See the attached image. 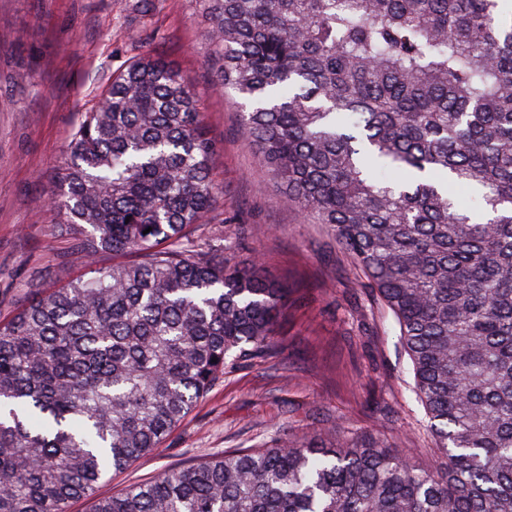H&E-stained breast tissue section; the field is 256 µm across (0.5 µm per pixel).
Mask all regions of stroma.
Wrapping results in <instances>:
<instances>
[{
    "label": "stroma",
    "mask_w": 512,
    "mask_h": 512,
    "mask_svg": "<svg viewBox=\"0 0 512 512\" xmlns=\"http://www.w3.org/2000/svg\"><path fill=\"white\" fill-rule=\"evenodd\" d=\"M199 0H0V320L17 304L83 276L84 261L48 197L74 127L113 72L146 51L189 82L221 151L224 198L201 232L224 259L261 265L288 288L272 357L239 362L158 449L109 472L69 512L233 448L343 423L379 430L420 468L441 465L394 318L325 225L305 216L243 139V97L218 82Z\"/></svg>",
    "instance_id": "1"
}]
</instances>
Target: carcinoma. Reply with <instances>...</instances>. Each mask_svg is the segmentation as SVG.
<instances>
[{
	"label": "carcinoma",
	"instance_id": "carcinoma-1",
	"mask_svg": "<svg viewBox=\"0 0 512 512\" xmlns=\"http://www.w3.org/2000/svg\"><path fill=\"white\" fill-rule=\"evenodd\" d=\"M200 2L245 140L392 312L445 465L338 424L171 468L93 512H512L507 0ZM219 152L152 53L74 129L50 203L87 272L0 322V512H67L160 447L230 357L277 351L285 289L198 236ZM105 252L123 261L100 267Z\"/></svg>",
	"mask_w": 512,
	"mask_h": 512
}]
</instances>
